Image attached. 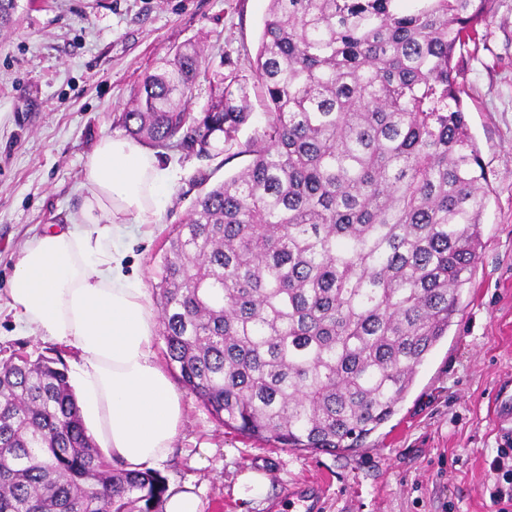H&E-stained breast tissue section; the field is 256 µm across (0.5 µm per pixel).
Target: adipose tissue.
I'll return each mask as SVG.
<instances>
[{"instance_id":"adipose-tissue-1","label":"adipose tissue","mask_w":512,"mask_h":512,"mask_svg":"<svg viewBox=\"0 0 512 512\" xmlns=\"http://www.w3.org/2000/svg\"><path fill=\"white\" fill-rule=\"evenodd\" d=\"M175 171L136 141L106 137L84 171L81 218L29 239L8 306L20 331L78 355L71 377L83 421L124 469L162 463L183 422L181 395L159 364L156 323L142 281L116 246L129 220L162 211Z\"/></svg>"}]
</instances>
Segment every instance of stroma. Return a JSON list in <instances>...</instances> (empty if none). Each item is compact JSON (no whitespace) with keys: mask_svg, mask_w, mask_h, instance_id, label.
Segmentation results:
<instances>
[{"mask_svg":"<svg viewBox=\"0 0 512 512\" xmlns=\"http://www.w3.org/2000/svg\"><path fill=\"white\" fill-rule=\"evenodd\" d=\"M15 30L0 31V362L60 352L54 340L15 328L9 281L27 240L47 225L77 220L85 165L97 142L125 130L118 119L156 59L179 47L203 48L209 80L225 61L245 78L252 112L245 144L266 122L251 74L269 0H18ZM476 42L460 59L470 130L490 174L483 247L447 336L417 368L396 414L348 451L279 448L216 421L182 392L184 422L174 450L156 470L168 489L191 488L202 512H284L291 484L324 491V512H497L489 464L512 444V0H492ZM178 170L158 225L131 224L126 263L159 305V271L172 225L211 182L230 178L249 155L199 156L179 149ZM268 480L264 497L246 498L242 473Z\"/></svg>","mask_w":512,"mask_h":512,"instance_id":"1","label":"stroma"}]
</instances>
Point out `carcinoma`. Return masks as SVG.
<instances>
[{
	"label": "carcinoma",
	"instance_id": "carcinoma-1",
	"mask_svg": "<svg viewBox=\"0 0 512 512\" xmlns=\"http://www.w3.org/2000/svg\"><path fill=\"white\" fill-rule=\"evenodd\" d=\"M270 0L252 71L269 105L251 162L199 194L160 265L162 336L225 427L354 448L387 422L459 312L490 199L457 51L490 0ZM17 0H0V30ZM196 48L155 62L121 115L159 150L208 154L252 118L243 78ZM157 472L104 456L60 358L0 363V512H163Z\"/></svg>",
	"mask_w": 512,
	"mask_h": 512
}]
</instances>
